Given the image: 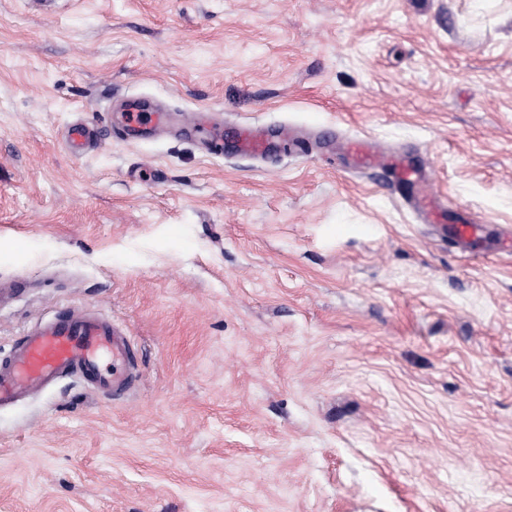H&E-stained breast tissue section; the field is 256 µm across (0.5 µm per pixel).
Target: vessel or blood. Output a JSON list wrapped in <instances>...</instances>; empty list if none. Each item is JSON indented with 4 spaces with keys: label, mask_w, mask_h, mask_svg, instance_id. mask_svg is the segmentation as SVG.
Segmentation results:
<instances>
[{
    "label": "vessel or blood",
    "mask_w": 512,
    "mask_h": 512,
    "mask_svg": "<svg viewBox=\"0 0 512 512\" xmlns=\"http://www.w3.org/2000/svg\"><path fill=\"white\" fill-rule=\"evenodd\" d=\"M165 120V112L148 110L140 98L126 99L122 124L127 131L155 128ZM266 137L265 130L247 129L237 148L245 154L261 153ZM69 140L75 152H82L96 144L98 130L89 122L75 124L69 131ZM346 151L354 169H383L398 186L409 187L408 203L424 223H441L447 211L446 202L441 195L427 190V177L413 162L401 155L379 151L366 138L349 140ZM482 231V225L462 216L452 228V240L466 253ZM135 357L134 344L111 322L91 313L60 316L24 336L12 358L0 364V404L17 402L40 392L57 378L73 373L94 381L104 395L123 397L135 386Z\"/></svg>",
    "instance_id": "1"
}]
</instances>
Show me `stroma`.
Masks as SVG:
<instances>
[{
	"mask_svg": "<svg viewBox=\"0 0 512 512\" xmlns=\"http://www.w3.org/2000/svg\"><path fill=\"white\" fill-rule=\"evenodd\" d=\"M175 130L63 134L111 96ZM413 156L471 255L312 140ZM512 0H0V360L121 324L139 383L0 407V512H512ZM98 129L90 122L73 125L69 130V140L76 153L93 147L98 140ZM268 131L259 128L246 129L238 140L237 148L244 154L261 153L265 146ZM483 231V224H477L469 218L459 215L458 224L452 227V240L453 243L463 253L470 251L471 243L477 239Z\"/></svg>",
	"mask_w": 512,
	"mask_h": 512,
	"instance_id": "stroma-1",
	"label": "stroma"
}]
</instances>
